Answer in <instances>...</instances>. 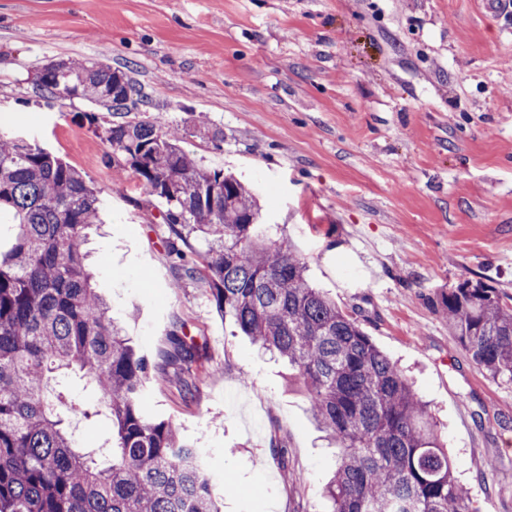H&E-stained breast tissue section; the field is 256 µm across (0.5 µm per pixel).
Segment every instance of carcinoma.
I'll return each instance as SVG.
<instances>
[{
  "mask_svg": "<svg viewBox=\"0 0 512 512\" xmlns=\"http://www.w3.org/2000/svg\"><path fill=\"white\" fill-rule=\"evenodd\" d=\"M46 99L104 106L112 159L166 205L168 253L210 287L217 309L262 349L286 360L311 414L337 449L323 489L326 512H475L455 476L439 423L411 378L359 321L312 285L286 238L268 237L251 190L199 167L179 128L131 121L147 96L104 61H53L36 75ZM18 223L0 258V512H220L225 492L198 466L201 451L169 419L148 415L150 378L171 373L189 393L196 345L172 329L162 363L129 345L92 285L87 229L99 220L96 190L70 164L20 136H0V214ZM199 232L201 265L186 233ZM448 330L490 379L512 385V305L466 281L442 294ZM96 403L73 397L72 373ZM105 414L107 448H79L76 425Z\"/></svg>",
  "mask_w": 512,
  "mask_h": 512,
  "instance_id": "1",
  "label": "carcinoma"
}]
</instances>
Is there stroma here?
Masks as SVG:
<instances>
[{
  "mask_svg": "<svg viewBox=\"0 0 512 512\" xmlns=\"http://www.w3.org/2000/svg\"><path fill=\"white\" fill-rule=\"evenodd\" d=\"M101 60L184 131L205 169L251 188L308 275L407 368L478 512H512V386L448 332L442 293L512 298V14L478 0H0V130L80 171L101 198L93 286L159 360L173 325L207 377L153 379L145 411L203 448L224 512H325L338 460L287 364L235 335L197 278H177L164 204L113 166L92 104L39 99L52 60ZM224 132L214 146L199 126Z\"/></svg>",
  "mask_w": 512,
  "mask_h": 512,
  "instance_id": "35a3bbf8",
  "label": "stroma"
}]
</instances>
